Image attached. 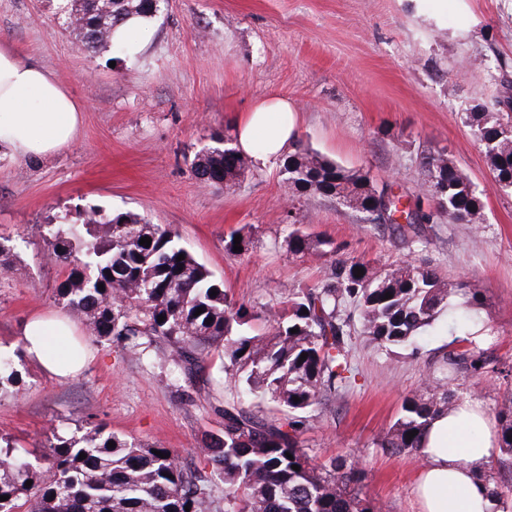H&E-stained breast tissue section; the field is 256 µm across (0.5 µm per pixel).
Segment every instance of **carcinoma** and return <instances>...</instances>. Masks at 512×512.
<instances>
[{"label":"carcinoma","mask_w":512,"mask_h":512,"mask_svg":"<svg viewBox=\"0 0 512 512\" xmlns=\"http://www.w3.org/2000/svg\"><path fill=\"white\" fill-rule=\"evenodd\" d=\"M160 2L65 0L62 11L70 33L99 51L111 45L116 26L132 15L155 17ZM465 122L476 128L496 184L512 189V115L470 112ZM251 165L232 138L215 135L197 154L193 170L202 183L222 187L244 176ZM421 170L423 193L446 213L448 223L484 222L482 194L443 154L424 155ZM281 174L299 197L354 202L364 216L385 218L382 226L410 253L430 244L433 211L389 182L379 184L367 172L346 169L301 146L284 160ZM401 207L406 208L405 224L394 219ZM45 236L50 256L67 269L56 296L79 314L91 337L114 338L135 352L163 342L173 348L177 365L203 362L222 348L225 377L242 395L278 408L280 416L265 418L228 401L222 433L201 439L198 457L224 482V512H377L362 497L357 467L334 459L327 465L314 463L300 436L309 409L342 397L355 385L350 360L354 334L383 347L400 345L448 307L458 289L435 267L402 261L378 270L338 256L340 248L328 240L294 229L286 239L288 253L331 254L335 260L316 285L262 315L229 297L205 266L177 245L168 228L148 224L136 213L107 215L92 208L80 227L47 224ZM145 236L151 238L148 247L139 244ZM357 267L363 275H357ZM100 284L105 290L98 289ZM464 294V307L450 313L462 330L468 328L471 311L483 305L484 290L471 286ZM199 307L203 312L197 316ZM160 316L164 321H158ZM261 317L271 324L268 334L243 333V326ZM303 353L307 359L301 361ZM489 364L475 348L452 349L440 369L448 381ZM450 407L448 384L428 376L425 394L404 399L401 416L376 439V446L391 455L421 452L426 424ZM499 418V466L510 470L512 403L500 410ZM412 430L417 435L410 439ZM161 452L166 457L97 427L80 439L56 438L38 480L28 486L29 468L19 463L14 446L0 444V496H9L0 501V512H216L210 477L184 465L171 449ZM294 465L300 470H293Z\"/></svg>","instance_id":"carcinoma-1"}]
</instances>
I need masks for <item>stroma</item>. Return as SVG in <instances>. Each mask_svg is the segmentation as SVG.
Listing matches in <instances>:
<instances>
[{"instance_id": "obj_1", "label": "stroma", "mask_w": 512, "mask_h": 512, "mask_svg": "<svg viewBox=\"0 0 512 512\" xmlns=\"http://www.w3.org/2000/svg\"><path fill=\"white\" fill-rule=\"evenodd\" d=\"M463 2L458 9L445 0H168L145 50L131 57L115 46L86 51L65 29L61 0H0V45L52 72L84 107L73 146L36 160L0 158V355L17 373L0 388V437L33 474L54 436L100 425L198 466L201 438L222 431L224 402L234 395L220 350L193 380L162 343L142 357L87 339L88 367L66 380L29 361L25 321L65 309L45 225L80 224L93 207L137 213L171 229L235 301L258 311L279 307L329 269L330 257L289 255L293 229L377 269L409 257L359 214L323 197H294L280 161L252 166L223 188L196 179L191 162L211 135H234L235 119L270 93L300 110L297 142L345 168L414 197L422 156L441 152L482 193L483 223L451 224L436 212L432 244L412 257L452 284L484 288L474 313L478 348L511 372L461 374L448 387L455 402L477 403L497 420L512 401V191L494 182L464 115L493 104L512 81V0ZM238 229L249 244L233 255L224 238ZM16 265L23 274L13 273ZM457 338L444 315L413 349L353 336L357 382L309 410L307 454L363 469V493L384 512H420V454L390 456L375 441L404 398L423 393Z\"/></svg>"}]
</instances>
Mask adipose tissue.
I'll return each mask as SVG.
<instances>
[{
	"mask_svg": "<svg viewBox=\"0 0 512 512\" xmlns=\"http://www.w3.org/2000/svg\"><path fill=\"white\" fill-rule=\"evenodd\" d=\"M82 105L40 65L0 48V151L16 160L51 156L72 145ZM300 114L291 100L272 93L236 120V146L256 164L282 155L297 136ZM75 325L67 316L37 315L26 324V355L60 378L79 373L85 359L71 345ZM417 492L421 512H500L478 474L492 458L491 424L465 402L434 416L421 438Z\"/></svg>",
	"mask_w": 512,
	"mask_h": 512,
	"instance_id": "adipose-tissue-1",
	"label": "adipose tissue"
}]
</instances>
